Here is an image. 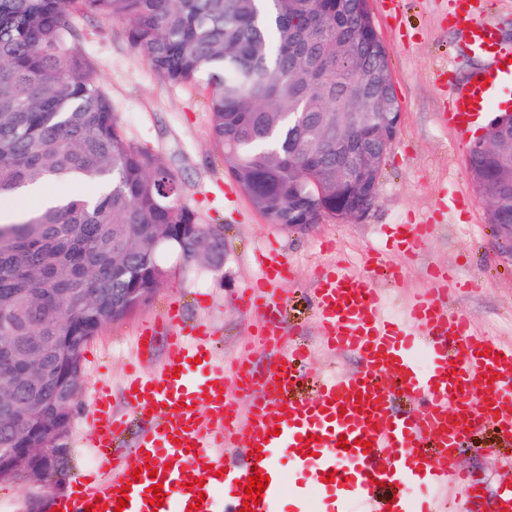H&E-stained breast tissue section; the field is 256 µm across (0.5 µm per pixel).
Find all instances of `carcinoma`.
Listing matches in <instances>:
<instances>
[{
  "label": "carcinoma",
  "mask_w": 512,
  "mask_h": 512,
  "mask_svg": "<svg viewBox=\"0 0 512 512\" xmlns=\"http://www.w3.org/2000/svg\"><path fill=\"white\" fill-rule=\"evenodd\" d=\"M122 18L128 41L169 82H204L210 134L224 167L272 224H314L320 210L372 203L381 167L336 188V124L362 85L356 57L374 49L367 0H0V200L36 182L82 181L94 202L63 197L0 220V387L34 370L50 384L79 372L112 304L164 279L161 236L215 241L180 202L178 174L120 131L111 99L75 48L73 16ZM357 145L382 152L369 129ZM499 206L489 223L512 224V169L493 150H469ZM75 400L45 392L0 403V448L44 436L45 419L70 418Z\"/></svg>",
  "instance_id": "1"
}]
</instances>
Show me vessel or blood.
Returning <instances> with one entry per match:
<instances>
[{
    "mask_svg": "<svg viewBox=\"0 0 512 512\" xmlns=\"http://www.w3.org/2000/svg\"><path fill=\"white\" fill-rule=\"evenodd\" d=\"M467 49L488 61L482 77L461 87L450 114L458 131L497 104L496 81L512 79V51L501 45L491 23L461 13ZM429 224H396L391 246L415 257L432 233ZM261 275L244 289L243 307L260 321L252 330L272 360L257 371L250 358L216 359L210 329L184 324L170 308V332L160 365L140 364L156 344L154 326L136 338L138 367L125 382L131 415L147 426L138 436L135 464L123 463L114 448L126 416L111 409L99 390L89 421L97 469L71 484L57 501L61 512H240L251 472L268 476L260 503L251 512H278L284 497L294 512H436L433 498L418 501L411 491L426 481L435 493L455 483L467 512H512V469L495 490L459 471L464 439L491 429L512 444V344L476 335L470 321L451 311L448 276L434 274L430 291L412 301L404 318L383 311L381 282H395L401 268L365 260L366 276L332 265L316 277L314 302L321 344L356 355L357 373L325 378L311 398H293L310 350L289 343L279 320L277 285L290 282L291 266L275 250L260 255ZM410 399L406 410L398 397ZM347 447H339V439ZM157 476H150V469ZM203 488H194V481ZM164 499L152 507L153 485Z\"/></svg>",
    "mask_w": 512,
    "mask_h": 512,
    "instance_id": "obj_1",
    "label": "vessel or blood"
}]
</instances>
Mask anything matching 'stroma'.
<instances>
[{
  "label": "stroma",
  "mask_w": 512,
  "mask_h": 512,
  "mask_svg": "<svg viewBox=\"0 0 512 512\" xmlns=\"http://www.w3.org/2000/svg\"><path fill=\"white\" fill-rule=\"evenodd\" d=\"M474 17L490 21L502 44L512 49V0H368L376 31L387 49L401 123L382 165L378 200L361 219L343 222L324 215L317 224L269 223L232 182L210 137L206 84L176 85L162 78L145 52L127 39L128 23L119 18L75 14L82 33L79 48L94 64L93 77L112 101L125 138L148 148L175 169L181 200L201 223L217 228L224 246L186 265L169 262V274L153 296L120 320L103 326L81 355L80 394L66 432L58 436L57 465L66 479L0 481V512H48L50 503L68 493L71 481L89 469L87 421L97 385H106L115 413L129 411L124 391L134 336L146 323L160 337L147 368L162 360L169 326L165 312L177 304L182 320L203 322L217 334L216 357L251 355L259 368L269 358L250 330L252 317L240 302L244 288L259 276V245L284 248L297 279L287 285L288 304L280 316L289 331L315 351L309 373L293 392L314 394L328 369L357 372L356 358L332 354L319 346V324L310 302L317 270L340 261L361 271V258L382 244L386 226L431 224L435 231L412 261L404 264L400 286L390 288L388 310L402 313L430 286L429 274L441 269L457 282L449 299L466 314L476 333L512 342V227L491 224L483 198L474 190L466 165L474 134L456 138L448 114L458 88L487 68L483 58L466 53L462 29L455 22L462 3ZM512 459V446L485 456L465 447L460 466L478 483L495 487L499 467Z\"/></svg>",
  "instance_id": "stroma-1"
}]
</instances>
